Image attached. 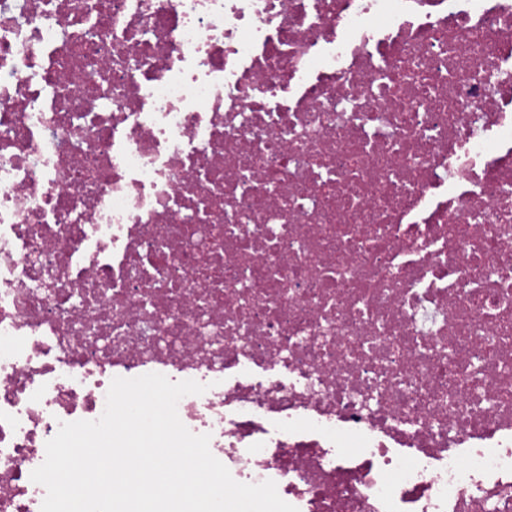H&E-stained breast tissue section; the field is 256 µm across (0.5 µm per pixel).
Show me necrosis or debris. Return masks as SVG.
Masks as SVG:
<instances>
[{
    "instance_id": "obj_1",
    "label": "necrosis or debris",
    "mask_w": 512,
    "mask_h": 512,
    "mask_svg": "<svg viewBox=\"0 0 512 512\" xmlns=\"http://www.w3.org/2000/svg\"><path fill=\"white\" fill-rule=\"evenodd\" d=\"M147 373L298 512H512V0H0V512Z\"/></svg>"
}]
</instances>
